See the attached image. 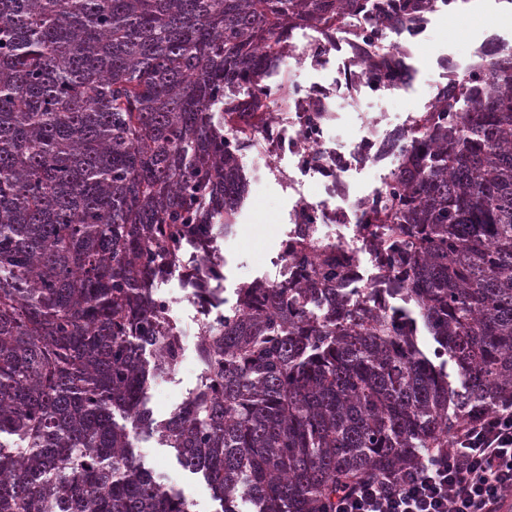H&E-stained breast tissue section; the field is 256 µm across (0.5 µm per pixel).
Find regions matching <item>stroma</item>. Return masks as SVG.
Instances as JSON below:
<instances>
[{"label": "stroma", "instance_id": "35a3bbf8", "mask_svg": "<svg viewBox=\"0 0 512 512\" xmlns=\"http://www.w3.org/2000/svg\"><path fill=\"white\" fill-rule=\"evenodd\" d=\"M487 37L485 24L475 22L469 15L449 23L437 22L427 39L416 48L424 67L412 93L397 98L365 100L355 106L342 105L334 129L336 138L344 142L351 139L359 129L362 113L394 115L423 106L432 92L441 59L450 55L464 58L466 46L481 45ZM289 223L287 190L268 175L250 184L248 196L235 216L232 231L223 243L225 294H236L238 288L246 283L273 277L276 271L273 259ZM185 358L183 365L157 376L151 383L152 395L147 401V408L155 421L171 417L197 385L199 360L193 341L185 343ZM133 447L139 463L151 470L169 489L183 495L191 512H219V503L202 476L184 469L177 460L175 449L160 442L156 434L139 433L133 440Z\"/></svg>", "mask_w": 512, "mask_h": 512}]
</instances>
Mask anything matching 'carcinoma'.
Returning <instances> with one entry per match:
<instances>
[{"instance_id": "obj_1", "label": "carcinoma", "mask_w": 512, "mask_h": 512, "mask_svg": "<svg viewBox=\"0 0 512 512\" xmlns=\"http://www.w3.org/2000/svg\"><path fill=\"white\" fill-rule=\"evenodd\" d=\"M359 2L0 0V512H189L138 463L142 430L223 502L329 512L362 475L410 470L448 450L457 420L512 400L501 52L453 124L446 105L423 115L437 147L399 171L377 216L407 254V302L434 356L388 319L306 311L336 294L325 258L312 288L240 289L247 314L200 343L209 383L163 423L146 409L180 349L149 268L230 231L251 121L288 97L266 77L299 26Z\"/></svg>"}]
</instances>
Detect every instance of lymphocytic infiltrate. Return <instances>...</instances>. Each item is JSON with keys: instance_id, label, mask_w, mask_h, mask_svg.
Segmentation results:
<instances>
[{"instance_id": "f902f5d3", "label": "lymphocytic infiltrate", "mask_w": 512, "mask_h": 512, "mask_svg": "<svg viewBox=\"0 0 512 512\" xmlns=\"http://www.w3.org/2000/svg\"><path fill=\"white\" fill-rule=\"evenodd\" d=\"M512 493V402L463 421L446 455L410 473L369 475L337 495L331 512H501Z\"/></svg>"}]
</instances>
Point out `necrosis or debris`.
Segmentation results:
<instances>
[{"label":"necrosis or debris","mask_w":512,"mask_h":512,"mask_svg":"<svg viewBox=\"0 0 512 512\" xmlns=\"http://www.w3.org/2000/svg\"><path fill=\"white\" fill-rule=\"evenodd\" d=\"M389 0H365L363 8L335 27H306L293 40L277 72L294 65L288 77V101L269 114L252 136L254 154L263 168L288 187L293 200L291 222L280 243L275 283L300 288L314 276L313 268L325 256H333L343 274L336 280V308H361L373 316L395 317L398 331L408 329L401 316L407 308L408 278L381 251L384 225L376 216L387 202L388 192L403 163L411 155L418 124L424 112L453 104L464 108L475 93L483 91L475 63L478 48H467L470 61L459 68L446 58L436 91L423 110L403 113L399 121L377 115L362 122L356 137L342 142L332 134L340 104L404 95L421 70L414 47L425 37L430 23L460 14V0H433L430 9L400 15L386 21ZM307 79H300V72ZM317 181V196L302 192L304 180ZM306 252L309 266L295 256ZM161 323L175 327L178 336L204 334V325L220 326L224 319L243 314L239 300L214 301L212 296L188 293L184 302L193 309L194 328L181 325L174 315L169 291L156 288Z\"/></svg>","instance_id":"necrosis-or-debris-1"}]
</instances>
